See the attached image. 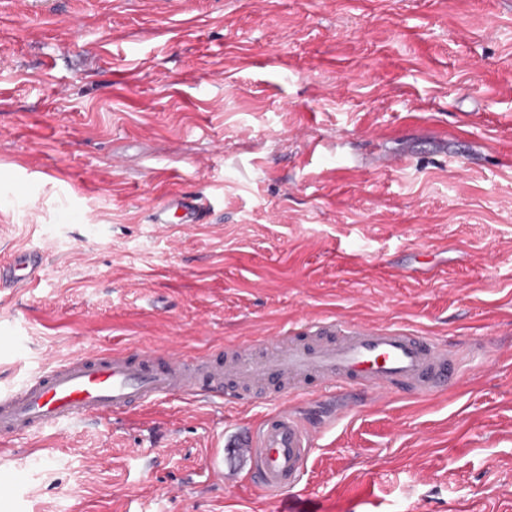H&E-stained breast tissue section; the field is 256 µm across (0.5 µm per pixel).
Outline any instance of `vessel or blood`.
I'll list each match as a JSON object with an SVG mask.
<instances>
[{"instance_id":"obj_1","label":"vessel or blood","mask_w":512,"mask_h":512,"mask_svg":"<svg viewBox=\"0 0 512 512\" xmlns=\"http://www.w3.org/2000/svg\"><path fill=\"white\" fill-rule=\"evenodd\" d=\"M207 213L202 195L174 192L152 208L150 221L191 228ZM44 264L41 251L14 252L0 266V287L35 286ZM459 368L446 346L417 331L335 320L316 322L305 333L260 336L202 359L177 349L85 350L0 389V437L98 422L162 397L220 398L228 383L261 392L274 381L283 399L327 387L374 397L404 389L430 396L454 385ZM312 443L308 422L282 409L230 438L224 454L261 490L283 499L297 486Z\"/></svg>"}]
</instances>
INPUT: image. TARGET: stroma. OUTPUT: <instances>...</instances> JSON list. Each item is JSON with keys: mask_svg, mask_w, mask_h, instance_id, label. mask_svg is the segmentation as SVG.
<instances>
[{"mask_svg": "<svg viewBox=\"0 0 512 512\" xmlns=\"http://www.w3.org/2000/svg\"><path fill=\"white\" fill-rule=\"evenodd\" d=\"M175 191L206 223H151ZM24 248L46 268L0 292V386L80 350L406 326L461 380L295 398L309 508L512 512V0H0V258ZM280 406L14 440L0 512H280L222 463Z\"/></svg>", "mask_w": 512, "mask_h": 512, "instance_id": "stroma-1", "label": "stroma"}]
</instances>
